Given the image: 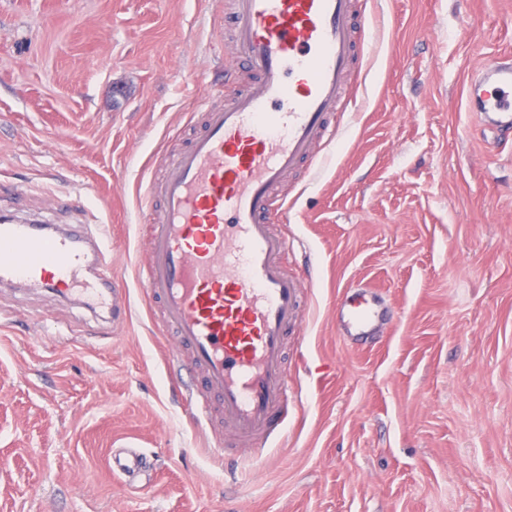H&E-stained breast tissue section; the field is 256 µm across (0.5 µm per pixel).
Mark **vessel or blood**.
<instances>
[{"mask_svg":"<svg viewBox=\"0 0 512 512\" xmlns=\"http://www.w3.org/2000/svg\"><path fill=\"white\" fill-rule=\"evenodd\" d=\"M233 39L252 80L224 105L217 90L198 99L202 130L164 162L138 206L153 220L139 274L161 309L178 351L204 390L183 400L198 424L223 414L239 439L266 447L285 422L286 341L303 323L309 288L282 262L290 242L274 226L275 191L284 177L317 174L321 144L361 59L354 0H235ZM465 104L491 136L512 134V58H496L463 78ZM112 245L101 230L0 217V288H79L87 306L113 319L126 296L112 277ZM347 335L367 336L380 322L373 303H338ZM112 466L128 483L147 470L139 448H116Z\"/></svg>","mask_w":512,"mask_h":512,"instance_id":"1","label":"vessel or blood"}]
</instances>
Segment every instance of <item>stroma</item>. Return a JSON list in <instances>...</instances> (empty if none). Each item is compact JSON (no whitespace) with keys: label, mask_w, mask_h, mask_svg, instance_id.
<instances>
[{"label":"stroma","mask_w":512,"mask_h":512,"mask_svg":"<svg viewBox=\"0 0 512 512\" xmlns=\"http://www.w3.org/2000/svg\"><path fill=\"white\" fill-rule=\"evenodd\" d=\"M358 103L312 181L279 189L309 278L290 409L247 463L179 396L139 263L137 200L247 80L224 0H0V213L108 227L126 315L0 288V512H512V137H484L464 74L512 55V0H356ZM359 287L380 330L344 338ZM224 442V453L213 451ZM114 448L153 464L138 486Z\"/></svg>","instance_id":"stroma-1"}]
</instances>
